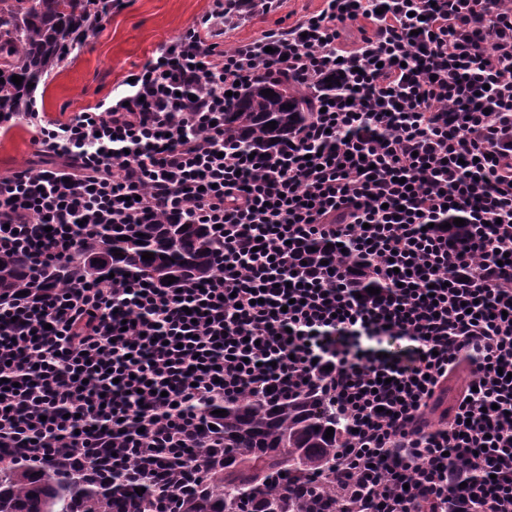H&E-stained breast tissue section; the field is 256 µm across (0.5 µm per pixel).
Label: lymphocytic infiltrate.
I'll list each match as a JSON object with an SVG mask.
<instances>
[{
  "label": "lymphocytic infiltrate",
  "instance_id": "obj_1",
  "mask_svg": "<svg viewBox=\"0 0 512 512\" xmlns=\"http://www.w3.org/2000/svg\"><path fill=\"white\" fill-rule=\"evenodd\" d=\"M209 26L67 120L0 114L39 145L0 177V258L32 277L0 297V453L171 475L212 407L314 386L346 421L341 512H512V0H322L229 51ZM261 80L309 114L252 157L223 121ZM167 217L215 227V276L41 287L102 226ZM337 243L331 265L311 253ZM469 380L470 376L467 371H464V373L461 374L456 372L448 377L446 390L441 395L437 407L431 415V421L433 423H437L441 413L453 405L456 398L467 386Z\"/></svg>",
  "mask_w": 512,
  "mask_h": 512
}]
</instances>
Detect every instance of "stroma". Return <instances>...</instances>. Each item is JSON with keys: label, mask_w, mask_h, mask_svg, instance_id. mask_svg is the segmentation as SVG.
I'll return each mask as SVG.
<instances>
[{"label": "stroma", "mask_w": 512, "mask_h": 512, "mask_svg": "<svg viewBox=\"0 0 512 512\" xmlns=\"http://www.w3.org/2000/svg\"><path fill=\"white\" fill-rule=\"evenodd\" d=\"M321 5V0H280L271 13L244 11L235 25L214 24L209 34L229 49L265 29L291 25ZM213 9V0H122L104 15L101 31L80 41L39 83L34 91L39 111L51 119H64L93 106L161 44ZM31 136L23 123L0 135V176L31 159Z\"/></svg>", "instance_id": "1"}]
</instances>
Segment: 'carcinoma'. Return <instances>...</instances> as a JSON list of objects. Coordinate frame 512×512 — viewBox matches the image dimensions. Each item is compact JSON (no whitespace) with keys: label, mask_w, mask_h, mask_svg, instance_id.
Returning a JSON list of instances; mask_svg holds the SVG:
<instances>
[{"label":"carcinoma","mask_w":512,"mask_h":512,"mask_svg":"<svg viewBox=\"0 0 512 512\" xmlns=\"http://www.w3.org/2000/svg\"><path fill=\"white\" fill-rule=\"evenodd\" d=\"M95 9L93 0H0V113L21 110L29 84L58 64L67 41ZM14 76L23 77L21 84L12 82ZM265 89L274 96H264ZM300 105L284 84L256 83L224 113V137L256 153L272 149L305 119ZM271 121L273 130L266 127ZM124 235L128 239L101 230L86 241L82 272L128 273L162 285L169 276L205 280L216 272L218 243L206 224L186 230L177 222L138 224ZM145 252L154 258L142 259ZM71 275L72 266L58 264L42 287L61 288ZM29 286L26 258L0 259V294ZM223 409L224 416L209 414L221 451L196 455L203 478L190 490L163 493L151 481L100 480L5 454L0 512H339L335 488L323 485L306 495L294 489L306 476L334 469L344 421L333 400L310 388L287 400L249 397ZM330 427L334 435L327 439ZM137 487L145 492L137 494Z\"/></svg>","instance_id":"1"}]
</instances>
